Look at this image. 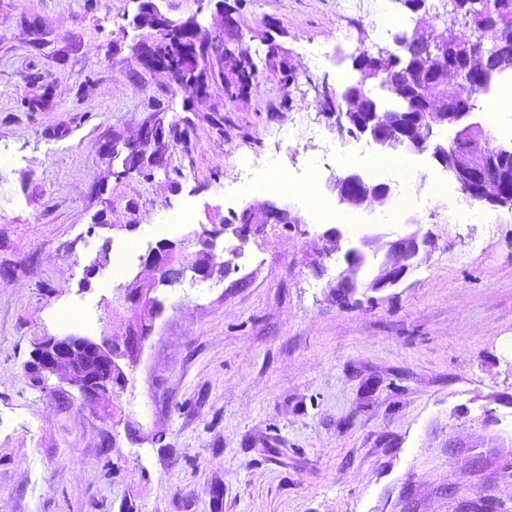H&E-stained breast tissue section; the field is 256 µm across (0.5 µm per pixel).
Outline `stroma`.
Segmentation results:
<instances>
[{
  "label": "stroma",
  "instance_id": "obj_1",
  "mask_svg": "<svg viewBox=\"0 0 512 512\" xmlns=\"http://www.w3.org/2000/svg\"><path fill=\"white\" fill-rule=\"evenodd\" d=\"M158 7L211 40L234 9L242 46L275 55L243 96L192 98L140 63L135 0H0V512H512V210L466 201L427 152L405 153L413 180L389 168L386 204H337L340 242L310 210L342 173L319 103L356 77L337 51L393 45L375 0ZM157 112L167 166L122 174ZM242 155L288 196L248 191ZM267 200L293 223L219 236L224 278L156 288L106 395L27 375L47 337L119 338L168 215L193 214L176 242ZM414 231L397 286L369 291L371 261L337 303L347 249Z\"/></svg>",
  "mask_w": 512,
  "mask_h": 512
}]
</instances>
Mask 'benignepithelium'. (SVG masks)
I'll use <instances>...</instances> for the list:
<instances>
[{"mask_svg": "<svg viewBox=\"0 0 512 512\" xmlns=\"http://www.w3.org/2000/svg\"><path fill=\"white\" fill-rule=\"evenodd\" d=\"M138 2L137 12L132 16L129 25L141 32L136 46L139 60L146 67L162 68L172 73L174 67L165 50L169 34L177 29L198 37L197 15L172 20L160 11L154 0ZM494 28L500 57L512 62V15L501 13L495 20ZM454 41L455 38L443 34L437 39L439 55L422 75L424 85L430 89L427 95L428 111L416 115L413 125L404 127L394 112H374L370 119L363 122L358 116L366 109L364 102L355 96H345L343 111L334 113L335 128L340 138L364 137L384 151L398 148L414 152L429 151L434 160H439L448 151V146L432 140L437 129L445 126H454L459 130L477 127L473 113L450 111L448 99L444 95V91L458 87L474 76L470 65L458 57ZM183 54L191 59L194 66L193 76L184 77L188 92L196 97L206 94L208 75L196 45L188 44L183 47ZM165 136L163 119L145 126L140 136V145L127 146L129 155L123 163L124 172L162 166L161 151L156 150L147 156L141 146L152 142L159 145ZM454 166L463 183V195L468 201L497 206L507 193L508 183L512 181V172L507 171L504 159L497 152L481 146L475 150L455 153ZM333 189L341 202L354 209L383 205L390 195L387 185L368 181L355 170L336 178ZM244 212L252 216V223L240 224L233 229V234L242 243L247 241L253 225L265 224L286 213V210L266 202L249 205ZM219 234L218 230L205 229L194 234V238L185 239L178 244L172 241L158 243L146 257V266L155 272L156 277L149 282L136 280L129 284L125 301L130 307H141L155 316L161 306L157 301L147 298L148 291L158 286L173 287L180 284L189 272L193 277L202 280L224 275L228 265L216 261L215 253ZM424 244L425 240L416 233L399 236L387 242L382 241L378 235L364 237L361 247L352 248L345 254L346 269L336 278V299L346 300L357 291L358 253L375 257L379 251H385L378 273L368 285V289L378 292L392 288L403 280ZM150 331L151 325L136 319L125 326V339L121 343H97L89 338L73 335L51 336L36 347L27 372L39 380L53 374H64L82 394H104L109 391L120 373L115 359L129 354L137 355L141 350L143 337L149 335Z\"/></svg>", "mask_w": 512, "mask_h": 512, "instance_id": "1", "label": "benign epithelium"}]
</instances>
